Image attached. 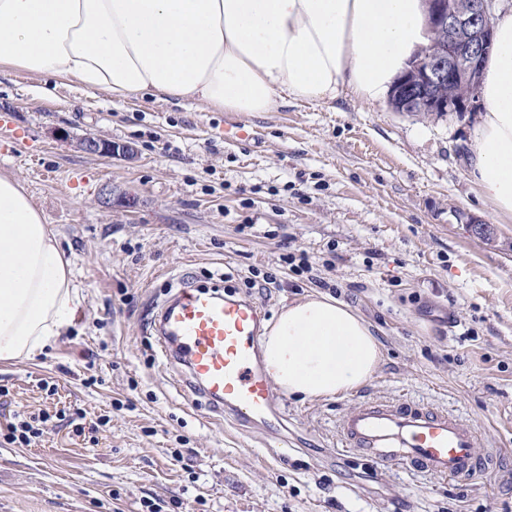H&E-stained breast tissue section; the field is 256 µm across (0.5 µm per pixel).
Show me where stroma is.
I'll return each mask as SVG.
<instances>
[{"label":"stroma","mask_w":512,"mask_h":512,"mask_svg":"<svg viewBox=\"0 0 512 512\" xmlns=\"http://www.w3.org/2000/svg\"><path fill=\"white\" fill-rule=\"evenodd\" d=\"M481 113L475 100L423 119L349 94L223 112L0 69V172L22 180L81 287L54 349L0 362V426L53 415L36 445L0 443V512H512V216L464 162ZM88 134L138 156L86 154ZM106 185L135 206L100 208ZM472 217L497 227V246ZM287 251L309 272H289ZM186 271L270 317L325 291L371 326L383 359L347 394L284 397L280 439L241 435L189 403L182 367L157 355L150 324ZM364 396L457 410L507 454L472 486L338 455V421ZM77 409L112 421L76 434L58 415Z\"/></svg>","instance_id":"1"}]
</instances>
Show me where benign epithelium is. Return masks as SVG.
Wrapping results in <instances>:
<instances>
[{"label":"benign epithelium","instance_id":"obj_1","mask_svg":"<svg viewBox=\"0 0 512 512\" xmlns=\"http://www.w3.org/2000/svg\"><path fill=\"white\" fill-rule=\"evenodd\" d=\"M496 0H427L431 42L421 50L412 68L394 84L389 104L397 112H429L434 116L447 112H465L467 96L461 90L473 86L481 62L493 41V9ZM448 87V95L439 89ZM87 154L121 157L131 161L136 150L129 144L88 135L79 140ZM135 198L128 192L112 197V190H102L100 203L106 209L116 203L130 207ZM474 235L488 244L497 241L495 228L471 219Z\"/></svg>","mask_w":512,"mask_h":512}]
</instances>
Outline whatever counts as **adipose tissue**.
Segmentation results:
<instances>
[{"label": "adipose tissue", "instance_id": "obj_1", "mask_svg": "<svg viewBox=\"0 0 512 512\" xmlns=\"http://www.w3.org/2000/svg\"><path fill=\"white\" fill-rule=\"evenodd\" d=\"M426 41L423 0H0V67L224 112L380 102ZM479 93L469 172L512 215V9L496 15ZM80 299L59 238L0 173V360L54 346ZM262 350L273 384L302 400L362 386L382 359L369 324L318 292L283 306Z\"/></svg>", "mask_w": 512, "mask_h": 512}]
</instances>
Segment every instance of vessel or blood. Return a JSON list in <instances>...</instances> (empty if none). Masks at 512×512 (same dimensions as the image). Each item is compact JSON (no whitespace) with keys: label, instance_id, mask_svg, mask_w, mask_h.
Returning <instances> with one entry per match:
<instances>
[{"label":"vessel or blood","instance_id":"1","mask_svg":"<svg viewBox=\"0 0 512 512\" xmlns=\"http://www.w3.org/2000/svg\"><path fill=\"white\" fill-rule=\"evenodd\" d=\"M160 354L184 366V383L241 430L279 434L280 395L261 359V311L256 302L218 296L184 277L164 301L154 326ZM337 440L350 455L383 467L403 466L458 483L483 478L489 461L464 417L407 397L363 400L345 413Z\"/></svg>","mask_w":512,"mask_h":512}]
</instances>
